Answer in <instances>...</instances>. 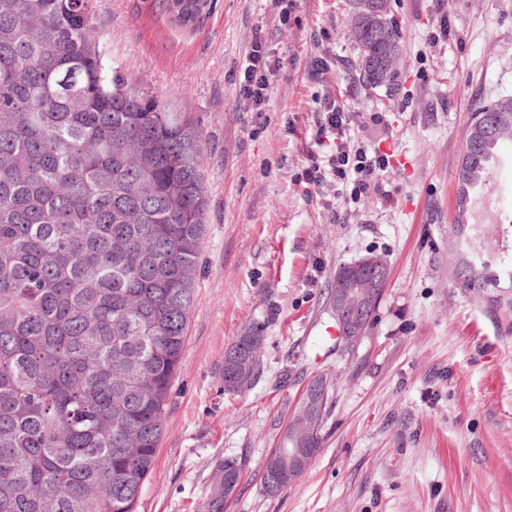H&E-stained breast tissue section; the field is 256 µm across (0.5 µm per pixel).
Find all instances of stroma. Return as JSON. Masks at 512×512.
I'll list each match as a JSON object with an SVG mask.
<instances>
[{
    "instance_id": "35a3bbf8",
    "label": "stroma",
    "mask_w": 512,
    "mask_h": 512,
    "mask_svg": "<svg viewBox=\"0 0 512 512\" xmlns=\"http://www.w3.org/2000/svg\"><path fill=\"white\" fill-rule=\"evenodd\" d=\"M183 27L156 0H94L91 35L128 87L202 131L207 196L185 348L136 512H203L225 460L242 468L224 512H512V280L463 287L454 263L481 241L454 223L463 133L476 104L512 97V0H390L402 62L392 91L358 80L348 0H212ZM276 62L253 111L238 70L255 31ZM335 72L312 75L318 58ZM352 115L351 148L388 156L370 192L310 186L325 98ZM487 182L512 263V142ZM382 256L390 274L366 333L338 344L328 314L340 266ZM262 340L260 371L228 393L224 350ZM331 377L322 447L277 496L262 489L306 382Z\"/></svg>"
}]
</instances>
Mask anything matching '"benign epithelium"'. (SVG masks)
Wrapping results in <instances>:
<instances>
[{
	"mask_svg": "<svg viewBox=\"0 0 512 512\" xmlns=\"http://www.w3.org/2000/svg\"><path fill=\"white\" fill-rule=\"evenodd\" d=\"M387 8L380 0H351L350 16L361 30L383 46V52L370 61L375 76L394 70L391 61L399 54L388 38L385 22ZM512 121V106L505 104L494 112L473 115L467 127L466 141L476 150L495 138L499 129ZM389 276L387 261L381 256H366L340 268L332 280L329 294L331 315L336 331L346 344L365 333L370 316L378 306ZM246 366L234 361L224 373V388L237 391L247 385ZM331 381L325 374L311 377L304 388L299 406L295 409L281 435L279 452H288V470L278 471L264 466L263 478L267 483H293L319 453L318 424L322 415V402L328 397ZM238 463L224 460V494L232 497L238 487L235 483Z\"/></svg>",
	"mask_w": 512,
	"mask_h": 512,
	"instance_id": "obj_1",
	"label": "benign epithelium"
}]
</instances>
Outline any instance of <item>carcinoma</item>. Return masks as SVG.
Returning a JSON list of instances; mask_svg holds the SVG:
<instances>
[{
	"label": "carcinoma",
	"mask_w": 512,
	"mask_h": 512,
	"mask_svg": "<svg viewBox=\"0 0 512 512\" xmlns=\"http://www.w3.org/2000/svg\"><path fill=\"white\" fill-rule=\"evenodd\" d=\"M92 0H0V512H135L165 428L207 205L202 134L84 35ZM181 26L210 0H162ZM365 62L382 47L354 38ZM512 126L459 174L473 189ZM467 288L486 285L470 259ZM224 484L206 512H224Z\"/></svg>",
	"instance_id": "obj_1"
}]
</instances>
